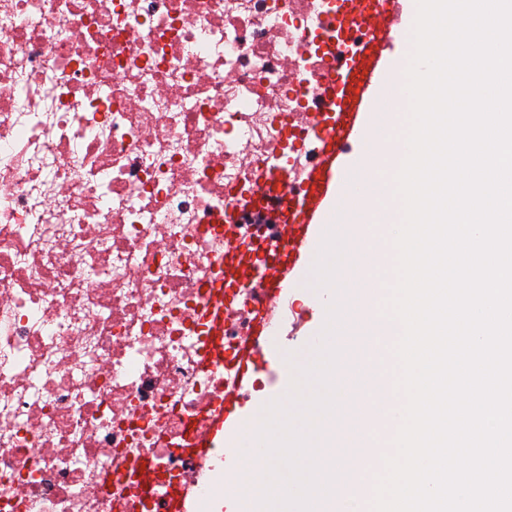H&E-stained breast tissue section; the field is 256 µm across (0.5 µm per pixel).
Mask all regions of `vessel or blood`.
Listing matches in <instances>:
<instances>
[{
    "instance_id": "b4317fda",
    "label": "vessel or blood",
    "mask_w": 512,
    "mask_h": 512,
    "mask_svg": "<svg viewBox=\"0 0 512 512\" xmlns=\"http://www.w3.org/2000/svg\"><path fill=\"white\" fill-rule=\"evenodd\" d=\"M336 16L342 25L368 27L372 36L369 41L352 46L341 53L323 78L322 109L313 113L310 127L319 136L322 150L318 163L306 175V186L300 192L288 187L287 171H280L269 183L253 195L233 199L227 214L242 207H260L272 222L281 224L282 241L266 245L257 239L252 246L230 245L224 260V281L234 286L247 280L253 273L252 256L268 257L263 271L262 299L255 317L253 334L239 349L235 368L236 386L224 394V402L210 414L201 417L193 431L195 446L201 459H208L211 448L223 440L228 430H241L242 422L235 406L255 370V361L263 354L278 357L285 376H293L295 369L281 343L274 340L268 328L273 310L285 301L289 294L301 285L303 269L315 259L312 241L323 224L332 219L353 215V236H360L367 225L385 229L392 224V213L378 206L375 197L353 194L343 175L339 162L357 130L366 124L365 112L368 93L381 82L379 65L383 52L401 28L398 8L383 5L374 11L368 0H335ZM368 147L360 162L359 174L368 182H377L380 164L385 157H400L405 149L403 141L393 131L373 129L367 138ZM384 291V284L374 281L360 304L365 314L366 327L375 329L379 323L372 313ZM351 417L378 415L393 423L400 421L401 409L394 402L387 384H380L377 397L358 403L350 408ZM224 455L232 462L231 479L235 487L251 490L252 479L261 478L265 457L259 442L242 447L225 449ZM376 474L361 471L354 485L336 483L332 499L341 512H361L372 501Z\"/></svg>"
}]
</instances>
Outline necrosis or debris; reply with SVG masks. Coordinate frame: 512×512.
<instances>
[{"label": "necrosis or debris", "instance_id": "4bbe7bcc", "mask_svg": "<svg viewBox=\"0 0 512 512\" xmlns=\"http://www.w3.org/2000/svg\"><path fill=\"white\" fill-rule=\"evenodd\" d=\"M335 37L331 0H0V512H168L254 318L205 369L224 233L280 232L226 201L318 161Z\"/></svg>", "mask_w": 512, "mask_h": 512}]
</instances>
